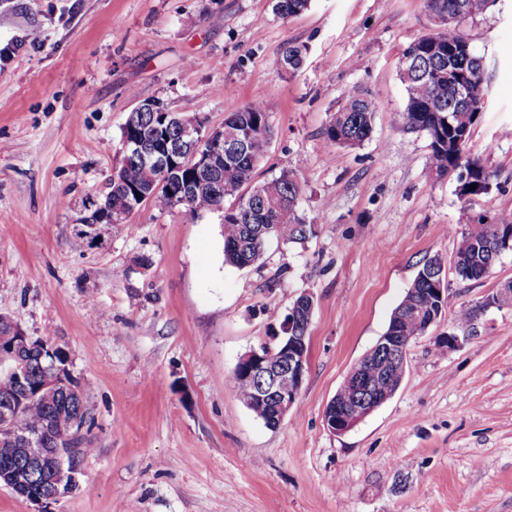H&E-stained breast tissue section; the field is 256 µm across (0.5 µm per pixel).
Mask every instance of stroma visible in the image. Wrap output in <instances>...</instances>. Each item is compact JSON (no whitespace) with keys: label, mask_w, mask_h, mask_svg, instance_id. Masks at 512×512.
Wrapping results in <instances>:
<instances>
[{"label":"stroma","mask_w":512,"mask_h":512,"mask_svg":"<svg viewBox=\"0 0 512 512\" xmlns=\"http://www.w3.org/2000/svg\"><path fill=\"white\" fill-rule=\"evenodd\" d=\"M435 29L423 0H311L286 19L272 0H0V315L65 349L94 418L80 487L49 512H512V307L484 305L512 282V252L478 281L450 267L463 212L512 224V0L455 27L484 61L466 151L496 176L477 195L436 177L427 137L398 127L401 54ZM289 42L310 48L292 75ZM354 88L377 103L373 133L326 147ZM257 96L272 137L255 179L297 175L308 239L237 269L221 214L147 204L75 246L138 104L214 128ZM437 257L448 310L410 343L393 397L331 433L327 404ZM304 292L302 389L269 428L233 370L274 345ZM449 333L458 346L438 345Z\"/></svg>","instance_id":"35a3bbf8"}]
</instances>
